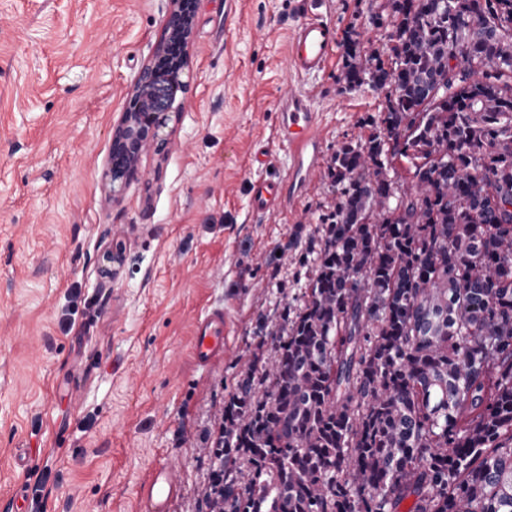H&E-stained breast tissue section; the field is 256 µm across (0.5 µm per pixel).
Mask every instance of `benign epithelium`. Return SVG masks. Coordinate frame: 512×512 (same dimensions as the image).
<instances>
[{
	"label": "benign epithelium",
	"instance_id": "benign-epithelium-1",
	"mask_svg": "<svg viewBox=\"0 0 512 512\" xmlns=\"http://www.w3.org/2000/svg\"><path fill=\"white\" fill-rule=\"evenodd\" d=\"M197 0H168L163 32L151 55L132 81L131 107L121 113L113 127L104 179L112 200L122 195L129 179L137 172L142 157L153 152L167 153L163 129L179 118L183 102L176 93L186 92L183 81L187 65L186 48L192 40ZM125 246L118 241L103 252L108 263L105 275L115 280L123 266Z\"/></svg>",
	"mask_w": 512,
	"mask_h": 512
}]
</instances>
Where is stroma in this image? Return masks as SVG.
Instances as JSON below:
<instances>
[{
  "label": "stroma",
  "instance_id": "35a3bbf8",
  "mask_svg": "<svg viewBox=\"0 0 512 512\" xmlns=\"http://www.w3.org/2000/svg\"><path fill=\"white\" fill-rule=\"evenodd\" d=\"M383 2L199 0L168 153L145 156L115 203L102 179L112 130L165 0H0V512H135L136 485L165 460L182 482L171 512H205L206 450L236 374L259 323L276 329L302 305V257L335 202L322 166L291 208L251 210L254 179L289 181L276 103L292 87L311 99L326 157L366 139L385 103L340 87L339 54L292 77L289 35L317 13L379 44L369 18ZM115 239L124 262L106 284ZM212 303L229 334L204 371L192 324Z\"/></svg>",
  "mask_w": 512,
  "mask_h": 512
}]
</instances>
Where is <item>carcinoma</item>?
I'll return each mask as SVG.
<instances>
[{
	"mask_svg": "<svg viewBox=\"0 0 512 512\" xmlns=\"http://www.w3.org/2000/svg\"><path fill=\"white\" fill-rule=\"evenodd\" d=\"M371 22L337 81L386 106L329 157L315 272L224 404L208 512H512V0Z\"/></svg>",
	"mask_w": 512,
	"mask_h": 512,
	"instance_id": "1",
	"label": "carcinoma"
}]
</instances>
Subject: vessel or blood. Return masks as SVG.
Masks as SVG:
<instances>
[{
	"label": "vessel or blood",
	"mask_w": 512,
	"mask_h": 512,
	"mask_svg": "<svg viewBox=\"0 0 512 512\" xmlns=\"http://www.w3.org/2000/svg\"><path fill=\"white\" fill-rule=\"evenodd\" d=\"M336 27L319 15L304 18L293 30L290 40V71L304 77L324 72L337 47ZM318 114L310 99L301 91L289 89L279 99L274 127L275 137L292 160V174L301 184H308L321 160V142L315 130ZM251 208L257 213H273L282 207V188L278 181L266 178L252 185ZM224 310L206 309L193 325L192 354L198 365L206 366L224 356ZM180 493L176 466H155L135 490L137 512H170Z\"/></svg>",
	"instance_id": "vessel-or-blood-1"
}]
</instances>
